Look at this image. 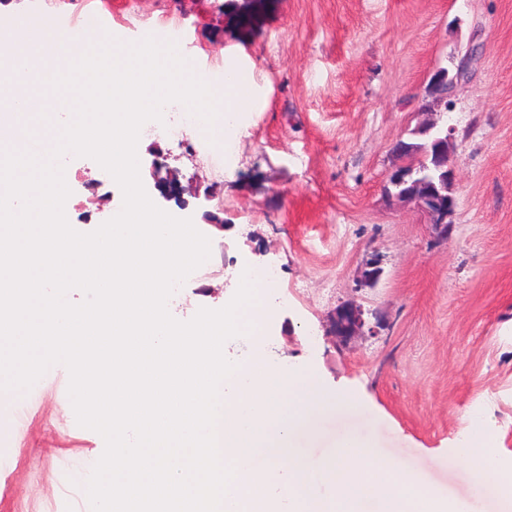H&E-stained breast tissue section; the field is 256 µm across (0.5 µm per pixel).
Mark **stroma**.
Here are the masks:
<instances>
[{
  "mask_svg": "<svg viewBox=\"0 0 512 512\" xmlns=\"http://www.w3.org/2000/svg\"><path fill=\"white\" fill-rule=\"evenodd\" d=\"M141 10L184 17L195 73L220 56L249 90L236 153L224 162L222 223H203L211 172L176 144L144 139L140 166L151 200L176 217L192 212L223 246L224 300L246 266L276 269L265 293L270 366L358 396L343 418L320 414L300 452L318 465L348 433L446 501L501 512L451 458L459 440L488 433L512 470V0H143ZM461 62L451 112H424L433 69ZM428 121L454 130L457 208L446 242L413 205L384 194L393 145ZM157 152L202 188L187 209L160 201L148 175ZM374 252L384 275L355 290ZM351 298L387 326L341 348L328 320ZM41 386L22 393L24 420L0 411L9 461L0 512H91L73 481L55 475L63 458L96 462L101 442L63 413L64 365Z\"/></svg>",
  "mask_w": 512,
  "mask_h": 512,
  "instance_id": "1",
  "label": "stroma"
}]
</instances>
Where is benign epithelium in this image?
Wrapping results in <instances>:
<instances>
[{
    "label": "benign epithelium",
    "mask_w": 512,
    "mask_h": 512,
    "mask_svg": "<svg viewBox=\"0 0 512 512\" xmlns=\"http://www.w3.org/2000/svg\"><path fill=\"white\" fill-rule=\"evenodd\" d=\"M463 75L462 68H457L455 74H450L445 67L437 68L431 75L426 91L432 87L445 84L446 92L439 97H432L428 105L432 108L448 106L454 84ZM451 134L434 139L431 151L426 158H414L405 154L397 156V165L387 172L385 193L400 202L414 205L427 219L428 224L439 241H448L453 230V216L457 207L454 185L455 175L448 167V144ZM151 176L154 187L166 201H175L185 208L188 201L184 194H196L190 186H184L176 173L155 158L152 162ZM383 258L379 254L371 255L359 268L355 278V287L374 288L384 273ZM381 326L378 315H369L364 307L354 300H346L339 304L331 313L329 334L336 342L346 344L356 337L375 336Z\"/></svg>",
    "instance_id": "benign-epithelium-1"
}]
</instances>
